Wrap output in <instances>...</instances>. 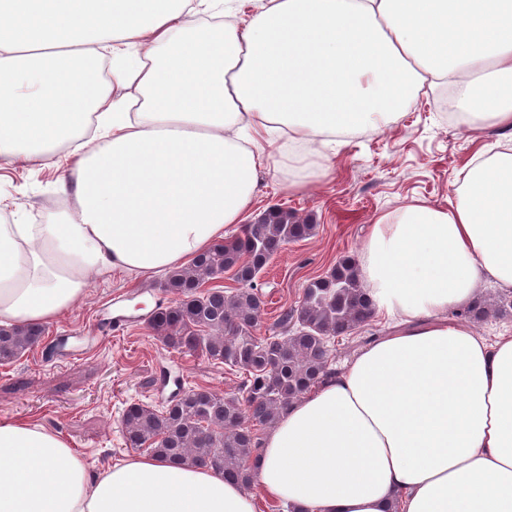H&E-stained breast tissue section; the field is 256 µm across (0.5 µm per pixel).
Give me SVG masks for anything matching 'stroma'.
Listing matches in <instances>:
<instances>
[{
    "mask_svg": "<svg viewBox=\"0 0 512 512\" xmlns=\"http://www.w3.org/2000/svg\"><path fill=\"white\" fill-rule=\"evenodd\" d=\"M446 93L443 87L427 89L397 123L339 138L327 176L305 192H289L273 176H263L251 216L279 206L313 219L316 229L313 236L286 244L259 279L265 301L261 334L276 330L281 312L299 304L308 282L326 275L340 257L359 255L378 213L415 199L448 205L459 171L478 152L507 144L499 131L476 136L452 122L439 108ZM64 174L57 166L16 167L1 160L0 193L24 204L23 222L38 224L65 206ZM165 279L162 273L92 275L84 297L45 326L49 339H65L62 352L48 361L35 349L0 365V417L31 418L52 428L99 470L138 457L126 443L120 418L132 400L167 404L173 389L161 386L160 368L187 388L234 392L238 372L205 354L165 347L152 336L147 320L165 296ZM391 331L375 318L336 338L333 368L344 367L362 347Z\"/></svg>",
    "mask_w": 512,
    "mask_h": 512,
    "instance_id": "stroma-1",
    "label": "stroma"
}]
</instances>
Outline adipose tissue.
I'll list each match as a JSON object with an SVG mask.
<instances>
[{"label": "adipose tissue", "instance_id": "obj_1", "mask_svg": "<svg viewBox=\"0 0 512 512\" xmlns=\"http://www.w3.org/2000/svg\"><path fill=\"white\" fill-rule=\"evenodd\" d=\"M112 78L98 79L104 53ZM468 130L512 132V0H0V158L64 164L71 205L0 224V325H42L91 274L159 273L243 223L260 175L328 171L337 136L394 123L424 82ZM446 207L375 216L358 269L397 322L282 412L254 463L291 512H512V335L454 320L512 291V149ZM0 512H254L223 475L144 456L95 470L0 418Z\"/></svg>", "mask_w": 512, "mask_h": 512}]
</instances>
